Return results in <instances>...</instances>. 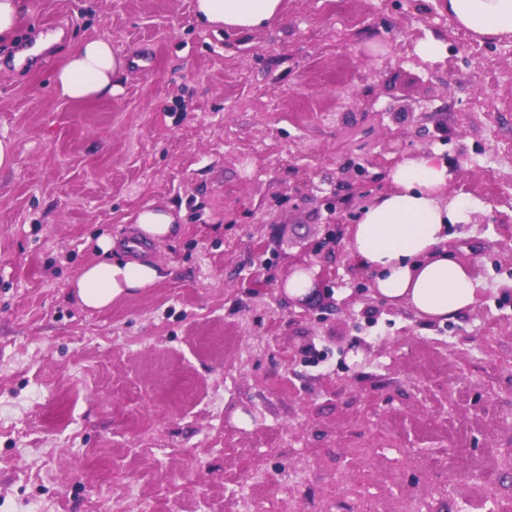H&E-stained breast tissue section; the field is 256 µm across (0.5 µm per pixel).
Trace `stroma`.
Returning <instances> with one entry per match:
<instances>
[{
    "label": "stroma",
    "instance_id": "35a3bbf8",
    "mask_svg": "<svg viewBox=\"0 0 512 512\" xmlns=\"http://www.w3.org/2000/svg\"><path fill=\"white\" fill-rule=\"evenodd\" d=\"M25 5L0 40V512H396L409 493L512 512V41L479 42L441 0H283L257 33L202 23L195 0ZM54 32L49 60L18 62ZM91 37L130 64L112 96L63 100L53 69ZM428 39L452 67L417 54ZM430 85L427 111L381 117ZM423 153L461 161L474 212L448 240L482 270L477 304L445 323L358 300L376 274L346 247L311 269L335 311L289 320L284 287L327 218L309 174L369 160L374 200ZM149 205L183 212L146 247L167 278L83 309L70 285L97 239L127 258ZM359 340L382 346L350 382ZM421 447L449 467L417 468Z\"/></svg>",
    "mask_w": 512,
    "mask_h": 512
}]
</instances>
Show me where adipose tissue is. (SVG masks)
Instances as JSON below:
<instances>
[{
  "instance_id": "obj_1",
  "label": "adipose tissue",
  "mask_w": 512,
  "mask_h": 512,
  "mask_svg": "<svg viewBox=\"0 0 512 512\" xmlns=\"http://www.w3.org/2000/svg\"><path fill=\"white\" fill-rule=\"evenodd\" d=\"M282 0H196L199 20L238 32H256L281 13ZM453 24L490 40L512 38V0H447ZM126 65L111 39L83 40L57 67L53 82L61 98L86 100L111 96L113 80ZM392 190L365 207L356 224L351 250L359 263L376 270L377 293L409 306L418 315L446 320L476 304L481 280L466 264L449 257L444 246L449 224L468 223L472 209L463 200L444 203L448 167L435 156L397 164L390 173ZM175 214L146 208L134 219L138 240L159 242L178 231ZM97 245L102 260L86 266L73 284L80 305L100 310L116 298L150 288L165 279L150 261H114L112 238Z\"/></svg>"
}]
</instances>
